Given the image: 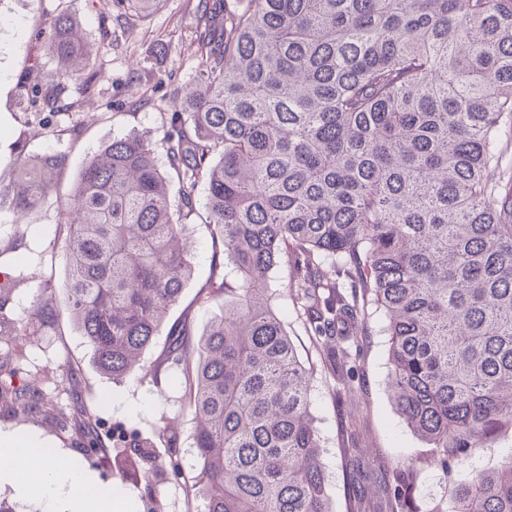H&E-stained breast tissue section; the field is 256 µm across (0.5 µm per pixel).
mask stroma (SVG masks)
I'll return each instance as SVG.
<instances>
[{
	"mask_svg": "<svg viewBox=\"0 0 512 512\" xmlns=\"http://www.w3.org/2000/svg\"><path fill=\"white\" fill-rule=\"evenodd\" d=\"M198 0H154L141 16L118 19L112 0H0V175L8 176L9 160L19 131H26L27 150L34 154L60 152L67 163L49 201L17 218L0 212V273L16 282L11 308L30 309L45 282L55 286L58 308L54 320L28 338L16 375L0 376V432L36 437L54 458H75L95 477L99 491L121 486L129 490L134 512H203L202 500L191 496L184 480L158 474L152 489L135 476V457L126 443L114 438L123 428L130 438L147 442L156 460L166 458L168 438L178 439L184 453L185 473L197 475L192 453L194 422L183 406V389L174 377L153 380L143 373L115 382L101 375L90 361L65 310L61 285L65 266L61 247L68 236L62 204L71 193L85 162L113 138L137 129L161 145L169 124L171 101L189 84L198 66ZM65 12L80 23L92 61L100 72L90 102L73 116L76 131L62 127L53 115L57 135L46 136L42 124L22 102L23 83L48 84L57 68L47 52L52 15ZM111 41L102 38L103 29ZM188 232L194 243V273L174 306L168 323L188 321L202 335L220 314L217 303L202 304L199 295L210 281L213 247L204 215L191 216ZM290 269L275 267L268 286L273 304L287 325L298 356L314 369L311 380L312 413L321 437V458L327 475V493L334 512H347L345 449H367L380 464L404 465L412 472V499L418 512H440L453 485L472 474L498 467L512 457V429L502 431L487 446L471 449L449 461L436 463L433 448L417 436L397 413L389 388V338L381 311L361 303L365 312L359 358L353 383L324 369L322 348L306 332L292 303ZM65 365L73 374L66 392H59L55 369ZM38 382L44 410L23 413L15 404L13 388ZM66 404L73 415L70 429L61 430L51 405ZM94 430L96 448L84 445L87 430Z\"/></svg>",
	"mask_w": 512,
	"mask_h": 512,
	"instance_id": "1",
	"label": "stroma"
}]
</instances>
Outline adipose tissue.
<instances>
[{
	"instance_id": "ef3b65f1",
	"label": "adipose tissue",
	"mask_w": 512,
	"mask_h": 512,
	"mask_svg": "<svg viewBox=\"0 0 512 512\" xmlns=\"http://www.w3.org/2000/svg\"><path fill=\"white\" fill-rule=\"evenodd\" d=\"M43 512H85V499L95 488L94 478L74 460L38 462Z\"/></svg>"
}]
</instances>
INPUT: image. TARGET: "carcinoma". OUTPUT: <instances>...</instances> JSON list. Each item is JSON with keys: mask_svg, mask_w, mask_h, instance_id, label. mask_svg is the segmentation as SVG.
Segmentation results:
<instances>
[{"mask_svg": "<svg viewBox=\"0 0 512 512\" xmlns=\"http://www.w3.org/2000/svg\"><path fill=\"white\" fill-rule=\"evenodd\" d=\"M200 69L170 113L163 139L176 194L148 136L131 131L86 163L64 202L66 307L95 367L114 381L142 369L192 275L183 242L200 186L214 246L204 303L222 314L197 338L174 325L152 375L180 371L195 420L204 512H332L309 398L310 369L265 296L271 270L289 288L339 378L356 357L357 301L381 309L390 336L396 411L448 459L512 425V192L499 197L503 141L512 139V0H199ZM59 68L33 85L26 109L90 97L98 80L78 23L51 21ZM61 154L29 155L24 134L0 185V210L47 201ZM0 347L56 315L40 294L6 313ZM25 411L44 408L34 384L14 389ZM382 483L385 512H415L409 471L352 467L358 491ZM450 512H512V458L454 489Z\"/></svg>", "mask_w": 512, "mask_h": 512, "instance_id": "carcinoma-1", "label": "carcinoma"}]
</instances>
